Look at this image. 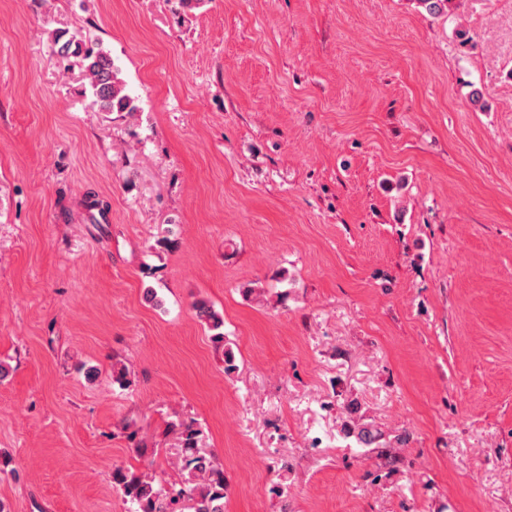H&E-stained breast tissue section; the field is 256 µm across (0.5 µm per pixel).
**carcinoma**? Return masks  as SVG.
Here are the masks:
<instances>
[{"label":"carcinoma","mask_w":512,"mask_h":512,"mask_svg":"<svg viewBox=\"0 0 512 512\" xmlns=\"http://www.w3.org/2000/svg\"><path fill=\"white\" fill-rule=\"evenodd\" d=\"M54 52L64 63L72 58L82 62L93 96L101 112H133V98L125 92L118 78V69L111 56L98 45L61 32L54 37ZM198 318L213 331L212 339L224 342L223 318L204 302L195 304ZM182 479L165 485L152 476L115 470L113 480L125 497L136 505V512H180L181 500L193 502V512H224V471L211 453L199 448L201 431L191 425L179 424Z\"/></svg>","instance_id":"cac0c4a2"}]
</instances>
